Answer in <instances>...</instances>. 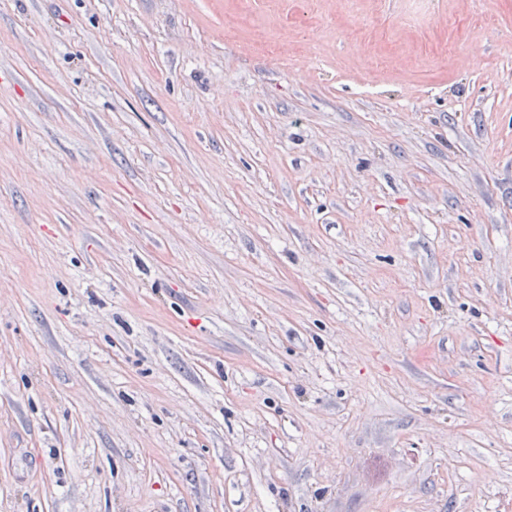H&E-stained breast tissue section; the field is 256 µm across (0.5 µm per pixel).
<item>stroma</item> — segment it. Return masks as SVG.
Segmentation results:
<instances>
[{"mask_svg": "<svg viewBox=\"0 0 512 512\" xmlns=\"http://www.w3.org/2000/svg\"><path fill=\"white\" fill-rule=\"evenodd\" d=\"M0 512H512V0H0Z\"/></svg>", "mask_w": 512, "mask_h": 512, "instance_id": "1", "label": "stroma"}]
</instances>
